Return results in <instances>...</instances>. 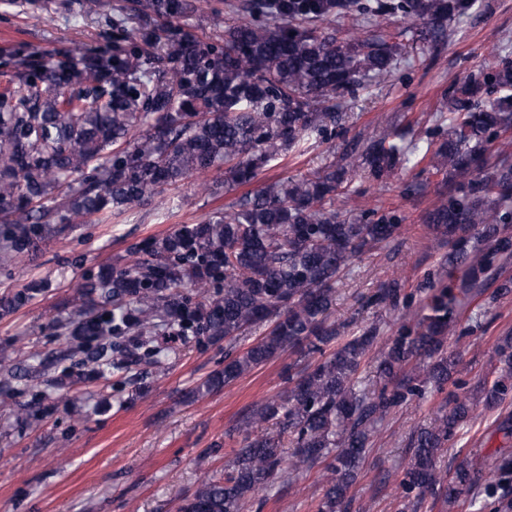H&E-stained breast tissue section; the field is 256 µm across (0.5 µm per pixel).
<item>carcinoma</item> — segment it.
<instances>
[{
	"label": "carcinoma",
	"instance_id": "1",
	"mask_svg": "<svg viewBox=\"0 0 512 512\" xmlns=\"http://www.w3.org/2000/svg\"><path fill=\"white\" fill-rule=\"evenodd\" d=\"M204 0H123L111 14L99 0H81L82 14L104 21L105 45L79 43L48 55L34 48L0 53V255L26 257L51 226L62 232L90 217L107 220L135 205L165 204L164 192L195 173L215 170L209 190L250 181L283 153L345 130L341 99L355 97L370 79L397 66L400 46L380 21L399 17L448 36L447 23L477 8V0H250L227 3L251 20L230 25L207 41L188 20L221 5ZM351 22L337 40L316 24ZM497 97L490 102L484 98ZM450 131L425 132L426 150L397 134L369 140L312 176L287 177L229 213L182 224L160 240L139 244L146 255L112 273L77 284L98 294L70 328L75 339L151 336L172 328L182 336L234 341L267 326L202 387L228 385L285 351L320 355L302 369L288 366V393L251 407L240 419V447L224 478L202 482L180 512H243L255 494L288 472L323 463L327 475L317 512H351V488L376 424L394 408L448 384L453 407L441 410L407 443L400 485L405 498L441 493L448 501L475 490L466 468L441 470L442 452L473 417L477 404L454 379L448 333L469 289L430 274L419 294L399 278L383 282L367 304L396 316L399 326L376 358L377 391L359 387L362 362L377 343L375 324L341 340L332 320L340 271L373 244L404 231L394 211L366 209L357 222L325 208L349 191L350 173L383 183L397 168L428 161L443 175V190L425 223L448 244V268L467 284L490 276L512 254V159L490 163L488 146L512 131V61L493 56L486 69L448 92ZM45 283L13 296L20 307ZM418 307L416 319L406 312ZM112 344L86 351L98 368ZM502 374L483 388L484 407L512 394V336L500 338ZM512 464L493 469L489 496L507 492Z\"/></svg>",
	"mask_w": 512,
	"mask_h": 512
}]
</instances>
